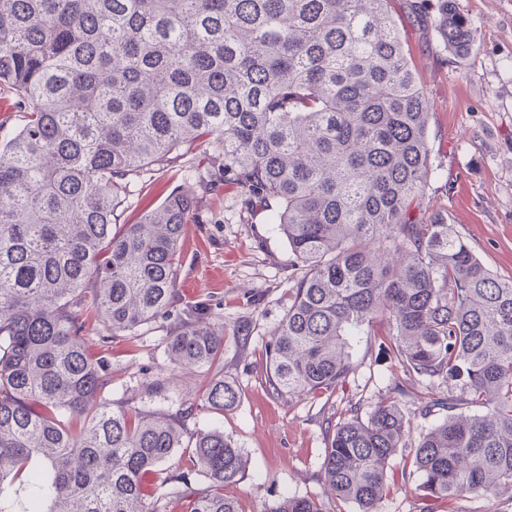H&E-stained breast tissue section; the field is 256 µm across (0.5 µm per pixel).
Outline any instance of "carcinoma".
<instances>
[{
	"instance_id": "cac0c4a2",
	"label": "carcinoma",
	"mask_w": 512,
	"mask_h": 512,
	"mask_svg": "<svg viewBox=\"0 0 512 512\" xmlns=\"http://www.w3.org/2000/svg\"><path fill=\"white\" fill-rule=\"evenodd\" d=\"M391 0H0V86L24 123H0V512H162L160 466L177 452L190 512H242L224 486L241 449L187 418L112 406L108 360L88 349L168 317L199 192L222 182L265 213L299 276L268 349L273 393L332 395L352 342L375 322L403 371L461 378L481 414L448 399L418 435L408 476L426 498L512 496V279L495 278L440 212L422 210L434 168L431 106ZM437 33L463 58L474 31L439 0ZM221 161L197 174V166ZM181 174L134 223L130 185ZM224 328L200 315L168 337L175 369L209 371ZM239 388L219 376L216 413ZM411 422L393 397L334 426L325 485L377 512ZM269 512H325L287 497Z\"/></svg>"
}]
</instances>
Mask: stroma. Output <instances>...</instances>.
I'll use <instances>...</instances> for the list:
<instances>
[{
	"label": "stroma",
	"mask_w": 512,
	"mask_h": 512,
	"mask_svg": "<svg viewBox=\"0 0 512 512\" xmlns=\"http://www.w3.org/2000/svg\"><path fill=\"white\" fill-rule=\"evenodd\" d=\"M410 2L393 0L392 8L402 26L405 52L432 106L429 136L436 174L424 207L445 214L494 275L512 279V0H455L475 33L463 60L439 41L432 24L434 0H423L417 10ZM201 205L207 220L186 229L172 316L106 343L97 326L86 329L90 352L110 361L113 402L129 400L172 413L190 405L189 431L223 429L249 459L240 481L224 488L242 512H268L289 496L318 498L326 512H356L325 487L327 428L355 410L368 415L376 404L396 396L412 434H419L443 419L439 412L423 413L431 399L449 397L469 411L463 381L429 382L404 373L381 350L387 328L378 325L373 335L354 343L352 369L334 394L304 399L271 394L265 383L268 347L296 282L288 243L265 214L246 213L236 189L218 186ZM200 303L210 304L213 323L224 328V358L209 371L172 372L166 358L170 328ZM218 376L242 393L238 406L221 414L199 404ZM160 378L168 381L166 392L149 394V384ZM413 453L410 447L399 450L388 472L392 490L377 512H512L507 495L421 499L401 478Z\"/></svg>",
	"instance_id": "stroma-1"
}]
</instances>
